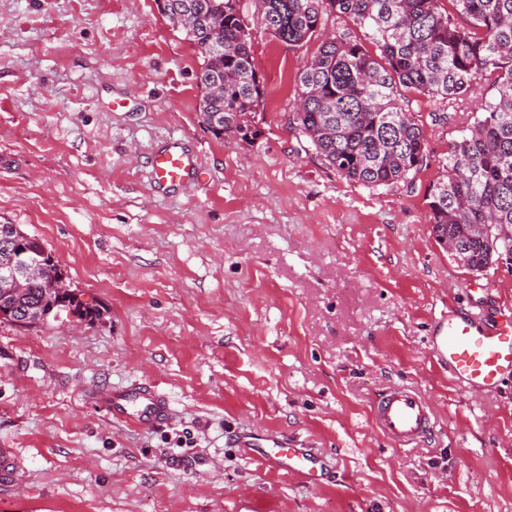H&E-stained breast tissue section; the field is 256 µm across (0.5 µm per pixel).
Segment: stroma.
<instances>
[{
	"mask_svg": "<svg viewBox=\"0 0 512 512\" xmlns=\"http://www.w3.org/2000/svg\"><path fill=\"white\" fill-rule=\"evenodd\" d=\"M1 19L0 224L38 236L99 315L0 322V512H512V380L462 389L430 346L449 309H512V265L459 266L427 204L493 80L445 125L405 94L430 165L369 188L288 125L318 39L253 28L258 135L228 143L201 125L197 49L155 0H0ZM172 138L205 176L159 192L149 157ZM136 381L169 425L95 406ZM395 384L434 408L408 447L372 423ZM240 432L312 449L319 483L269 469Z\"/></svg>",
	"mask_w": 512,
	"mask_h": 512,
	"instance_id": "stroma-1",
	"label": "stroma"
}]
</instances>
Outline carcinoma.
<instances>
[{"label":"carcinoma","mask_w":512,"mask_h":512,"mask_svg":"<svg viewBox=\"0 0 512 512\" xmlns=\"http://www.w3.org/2000/svg\"><path fill=\"white\" fill-rule=\"evenodd\" d=\"M441 2L256 0L255 23L291 48L331 15L364 31L373 52L345 32L323 37L300 69L289 125L327 167L370 188L395 187L429 166L424 131L398 103L400 90L459 104L495 76L498 98L452 143L428 202L439 241L455 243L462 266L481 273L512 254V0H450L452 14ZM164 12L202 59L200 123L218 138L255 136L263 82L239 0H164ZM473 224H491L492 233L477 238ZM9 305L19 314L51 312L77 298L59 301L52 279L41 276Z\"/></svg>","instance_id":"obj_1"}]
</instances>
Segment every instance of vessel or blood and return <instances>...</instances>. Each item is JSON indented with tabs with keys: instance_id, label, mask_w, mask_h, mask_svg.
I'll use <instances>...</instances> for the list:
<instances>
[{
	"instance_id": "obj_1",
	"label": "vessel or blood",
	"mask_w": 512,
	"mask_h": 512,
	"mask_svg": "<svg viewBox=\"0 0 512 512\" xmlns=\"http://www.w3.org/2000/svg\"><path fill=\"white\" fill-rule=\"evenodd\" d=\"M157 187L171 188L200 180L203 171L195 155L173 142L155 152L150 161ZM435 359L446 365L452 380L468 390L490 391L512 376V312L452 313L435 325L431 340ZM116 420L140 428L168 423V403L151 386L132 385L113 390L100 401ZM429 402L408 386L389 387L372 407L377 429L398 445L417 441L431 427ZM239 446L250 449L268 468L316 481L322 463L309 449L279 439L257 442L237 436Z\"/></svg>"
}]
</instances>
